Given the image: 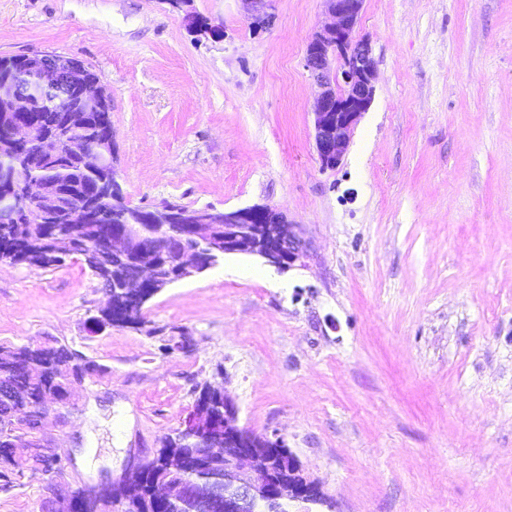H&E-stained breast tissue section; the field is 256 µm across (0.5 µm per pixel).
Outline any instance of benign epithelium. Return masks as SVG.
<instances>
[{"label": "benign epithelium", "instance_id": "7a95c632", "mask_svg": "<svg viewBox=\"0 0 512 512\" xmlns=\"http://www.w3.org/2000/svg\"><path fill=\"white\" fill-rule=\"evenodd\" d=\"M248 20L255 29L266 28L273 20L274 0H247ZM331 22L315 33L307 45L306 66L321 87L313 112L315 145L320 166L338 167L351 135L368 110L374 94L375 65L371 47L365 40L354 39L364 0H323ZM341 61L331 71V58ZM27 69L34 73L30 81L22 76L0 80V102L8 105L11 117L9 136L18 147L33 145L49 157L62 152L63 144L47 135L31 112L39 102L55 96L75 99L88 106L106 104L109 92L101 79H89L85 64L77 58L55 56L47 52L27 55ZM86 168L114 166L112 130L79 151ZM10 181L21 184V194L0 192V226L7 228L24 219L29 224L55 227L71 224H100L107 208L122 201L118 182L102 181L84 199L61 211L48 187L23 181L12 173ZM150 224L168 227L176 224L183 231L167 235L162 248L152 240L140 239L131 226L112 233L107 247L116 260L138 258V275L124 282L128 308L142 310L147 299L138 297L142 288L159 293L163 288L203 272L219 254L247 252L258 255L280 269H289L306 256L305 241L296 225L280 212L266 206L233 211L212 208L182 209L164 205L146 214ZM215 424L203 412H193L185 430L196 435V447L211 457L224 459V492L215 494L206 512H290L301 504H322L315 487L288 479L279 481L262 453L264 448H282L283 441L269 440L237 424V408L224 397V442L213 440ZM28 457L56 475V467H66L65 460L41 435L27 441ZM157 455H134L122 474L96 486H70L53 481L54 512H121L118 491L140 478V473L155 463ZM157 496L165 500L198 501L196 485L188 482L162 483Z\"/></svg>", "mask_w": 512, "mask_h": 512}]
</instances>
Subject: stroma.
Listing matches in <instances>:
<instances>
[{"instance_id": "1", "label": "stroma", "mask_w": 512, "mask_h": 512, "mask_svg": "<svg viewBox=\"0 0 512 512\" xmlns=\"http://www.w3.org/2000/svg\"><path fill=\"white\" fill-rule=\"evenodd\" d=\"M274 6L255 30L246 0H0V55L102 76L128 205L267 206L309 244L288 270L224 256L153 297L144 329L99 334L81 263L0 265V344L56 339L103 368L67 424L43 421L63 479L119 476L216 382L334 512H512V0H364L374 97L327 170L305 56L329 18ZM181 335L192 351H167ZM43 486L27 474L0 512H42Z\"/></svg>"}]
</instances>
